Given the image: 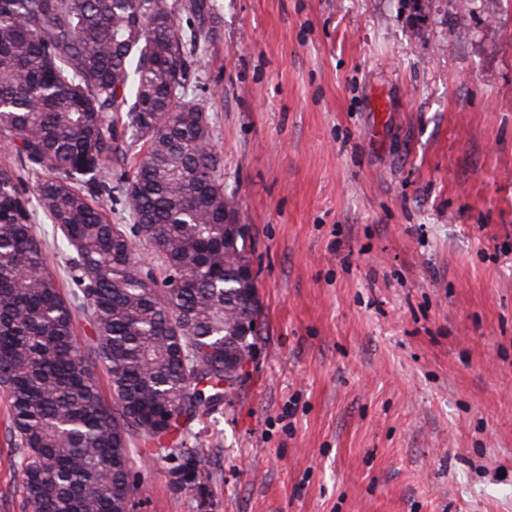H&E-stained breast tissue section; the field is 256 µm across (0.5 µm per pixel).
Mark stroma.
I'll list each match as a JSON object with an SVG mask.
<instances>
[{
    "label": "stroma",
    "instance_id": "obj_1",
    "mask_svg": "<svg viewBox=\"0 0 512 512\" xmlns=\"http://www.w3.org/2000/svg\"><path fill=\"white\" fill-rule=\"evenodd\" d=\"M190 87L263 308L133 512H512V0H213ZM0 390V512H32Z\"/></svg>",
    "mask_w": 512,
    "mask_h": 512
}]
</instances>
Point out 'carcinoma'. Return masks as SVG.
<instances>
[{
  "label": "carcinoma",
  "instance_id": "carcinoma-1",
  "mask_svg": "<svg viewBox=\"0 0 512 512\" xmlns=\"http://www.w3.org/2000/svg\"><path fill=\"white\" fill-rule=\"evenodd\" d=\"M216 20L212 0H0V146L17 160L0 167V387L33 512H121L134 432L183 460L176 486L198 484L189 425L254 356L262 306L241 275L247 240L224 223L236 211L223 157L207 104L188 95ZM27 168L68 256L71 300L32 222ZM115 205L132 223L110 221Z\"/></svg>",
  "mask_w": 512,
  "mask_h": 512
}]
</instances>
